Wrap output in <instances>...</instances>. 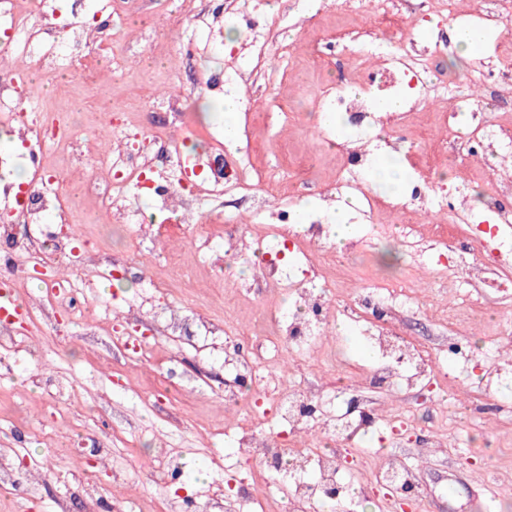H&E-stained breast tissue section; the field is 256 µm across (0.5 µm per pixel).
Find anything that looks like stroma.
<instances>
[{
    "label": "stroma",
    "instance_id": "1",
    "mask_svg": "<svg viewBox=\"0 0 512 512\" xmlns=\"http://www.w3.org/2000/svg\"><path fill=\"white\" fill-rule=\"evenodd\" d=\"M42 32L30 49L13 53L27 66L36 112L75 116L74 140L31 161L14 141H0L11 155L6 167L51 180L71 221L45 230L18 225L39 237L50 261L48 277L28 272L25 254L14 253L13 294L27 327L9 325L0 345V512H87L82 490L93 486L102 512H242L263 497L274 512H288V476L261 474L238 432L250 412L275 426L279 402L264 389L229 402L236 364L227 341L247 338L259 357L274 358L282 391L321 392L335 405L357 403L377 420L362 447L340 448L334 437L309 424L283 438L289 448L335 451L357 502L381 512L387 502L376 476L397 456L420 491L416 512H512V295L468 280L478 261L497 271L512 267V227L498 224L481 204L483 176L512 167V154L490 144L478 155L460 151L473 110L495 116L501 105L482 70L453 45L455 24H477L471 0H454L456 18L440 16L421 0H402L406 33L421 43L448 41V53L425 73L426 86L455 74L462 90L455 137L436 111L438 99L417 101L416 138L376 113L364 138L371 150L403 161L406 151L445 145L424 165L429 183L463 206L465 223L449 224L440 208L368 210L370 195L386 196L355 174L337 193L356 240L337 247L333 236L299 232L310 254L332 250L336 285L324 287L305 263L289 260L290 288L324 292L326 314L303 353L267 340L268 310L295 314L288 290L264 289L245 299V286L261 277L280 249L271 217L299 202L320 203L347 158L341 129L324 121L322 92L353 86L343 78L352 58L315 63L316 42L336 31H366L379 38L389 20L342 14L336 0H83L85 39L66 46L58 34L72 20V0H18ZM236 34L226 46L225 31ZM242 94L239 136L224 138L218 106ZM164 123L170 147L197 163L186 173L162 160L140 113ZM121 115L119 125L108 117ZM224 151V191L215 193L205 160ZM148 176H165L169 227L140 228L148 199L127 192L110 208L99 199L118 165L132 156ZM280 176L265 186V174ZM250 190H242V183ZM245 237L246 251L224 246V227ZM449 226L455 260L446 280L433 267L434 231ZM359 267L393 281L410 273L408 310L400 326L407 339L426 345L438 371L413 389L374 386L367 371L375 353L363 326L340 309L363 291ZM67 293L55 296L57 276ZM138 331L136 345L118 332ZM470 347L467 364L441 354L449 341ZM497 402H488L489 393ZM33 486L37 495H22Z\"/></svg>",
    "mask_w": 512,
    "mask_h": 512
}]
</instances>
